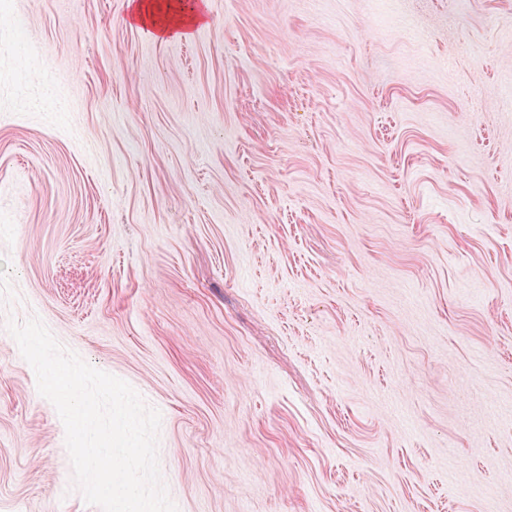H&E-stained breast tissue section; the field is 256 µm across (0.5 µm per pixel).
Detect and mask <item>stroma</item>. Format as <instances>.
<instances>
[{
    "instance_id": "obj_1",
    "label": "stroma",
    "mask_w": 512,
    "mask_h": 512,
    "mask_svg": "<svg viewBox=\"0 0 512 512\" xmlns=\"http://www.w3.org/2000/svg\"><path fill=\"white\" fill-rule=\"evenodd\" d=\"M192 2L0 0V512H101L11 316L178 512H512V0ZM167 3L165 13L161 14L160 2L157 0H135L131 13L132 20L150 22L157 27L161 35H172L184 31L191 25L202 20V16L194 8L174 7ZM156 18L162 22L156 20Z\"/></svg>"
}]
</instances>
